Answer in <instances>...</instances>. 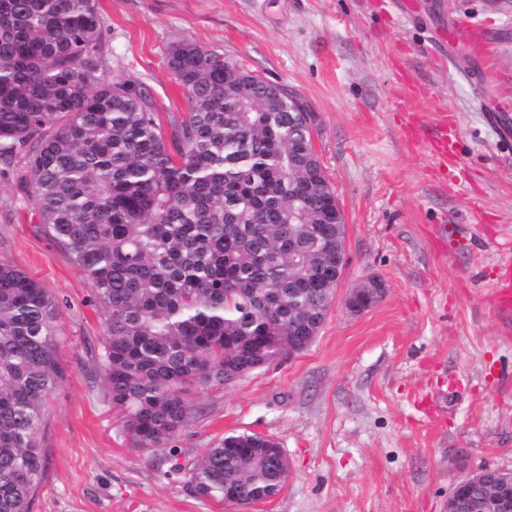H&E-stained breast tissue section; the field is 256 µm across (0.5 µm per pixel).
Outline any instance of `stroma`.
I'll list each match as a JSON object with an SVG mask.
<instances>
[{
	"label": "stroma",
	"mask_w": 512,
	"mask_h": 512,
	"mask_svg": "<svg viewBox=\"0 0 512 512\" xmlns=\"http://www.w3.org/2000/svg\"><path fill=\"white\" fill-rule=\"evenodd\" d=\"M104 59L140 80L163 133L186 101L166 55L190 40L294 89L317 112L315 146L344 212L349 262L304 352L234 385L192 392L195 417L141 449L105 394L91 281L44 232L0 161V261L61 308L66 380L49 396L44 481L32 512H444L488 465L512 468V312L490 285L512 262V0H98ZM469 21L473 44L444 41ZM500 112L502 126L487 114ZM447 124L455 164L430 140ZM384 299L348 316V288ZM278 441L275 498L243 508L194 497L187 469L228 433ZM385 291V283L372 278L347 291L342 300L343 308L352 317L364 315L382 300Z\"/></svg>",
	"instance_id": "35a3bbf8"
}]
</instances>
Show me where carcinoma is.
<instances>
[{"instance_id":"1","label":"carcinoma","mask_w":512,"mask_h":512,"mask_svg":"<svg viewBox=\"0 0 512 512\" xmlns=\"http://www.w3.org/2000/svg\"><path fill=\"white\" fill-rule=\"evenodd\" d=\"M97 0H0V158L28 149L19 179L46 233L89 277L103 311L106 393L142 449L194 418L195 387L288 357L324 298L305 281L336 224L313 156L316 112L284 86L194 41L167 66L187 110L166 139L154 104L103 58ZM60 305L0 263V512H31L47 452L48 396L65 379ZM267 436L224 435L188 468L191 494L249 507L286 472Z\"/></svg>"}]
</instances>
